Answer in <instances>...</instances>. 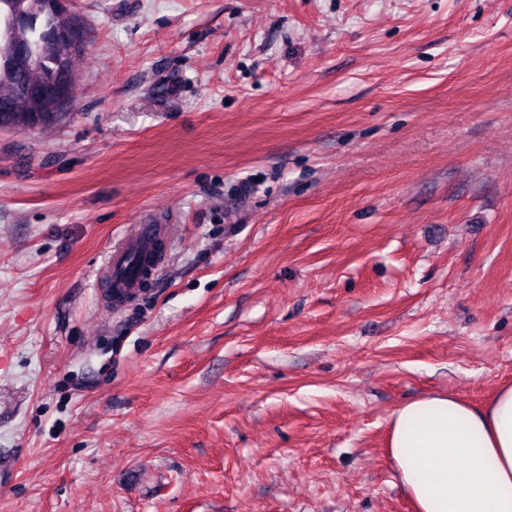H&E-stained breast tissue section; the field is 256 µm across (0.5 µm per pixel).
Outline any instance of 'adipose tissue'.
<instances>
[{"label":"adipose tissue","instance_id":"adipose-tissue-1","mask_svg":"<svg viewBox=\"0 0 512 512\" xmlns=\"http://www.w3.org/2000/svg\"><path fill=\"white\" fill-rule=\"evenodd\" d=\"M387 448L415 512H512V386L483 409L430 395L391 415Z\"/></svg>","mask_w":512,"mask_h":512}]
</instances>
